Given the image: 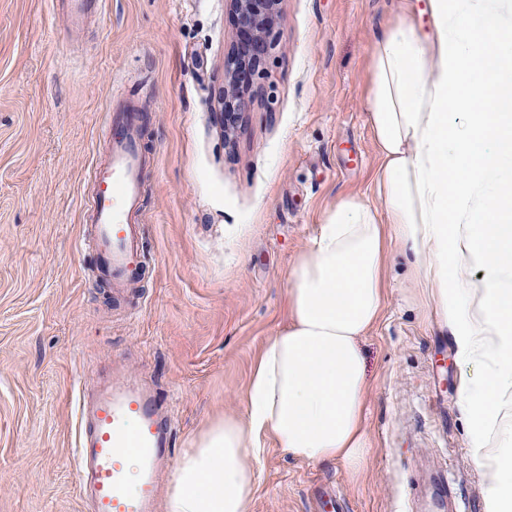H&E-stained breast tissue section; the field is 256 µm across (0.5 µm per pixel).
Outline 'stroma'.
Masks as SVG:
<instances>
[{"instance_id":"1","label":"stroma","mask_w":512,"mask_h":512,"mask_svg":"<svg viewBox=\"0 0 512 512\" xmlns=\"http://www.w3.org/2000/svg\"><path fill=\"white\" fill-rule=\"evenodd\" d=\"M427 0H281L279 42L236 142L219 95L234 40L227 0H95L71 27L49 0H0V512H87L74 484L73 386L130 370L169 402L175 453L224 415L287 321L288 271L340 198L375 201L367 121L376 33ZM143 115L146 261L111 295L84 219L108 109ZM404 268L364 342L373 453L351 479L268 448L247 512H311L312 483L347 512H426L447 468L481 503L455 364Z\"/></svg>"}]
</instances>
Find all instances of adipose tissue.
I'll use <instances>...</instances> for the list:
<instances>
[{"mask_svg":"<svg viewBox=\"0 0 512 512\" xmlns=\"http://www.w3.org/2000/svg\"><path fill=\"white\" fill-rule=\"evenodd\" d=\"M504 0H428L373 42L368 121L378 204L339 200L288 272V322L245 390L180 459L166 512H247L269 443L358 475L371 451L361 342L395 257L460 369L482 512H512V19Z\"/></svg>","mask_w":512,"mask_h":512,"instance_id":"obj_1","label":"adipose tissue"}]
</instances>
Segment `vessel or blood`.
<instances>
[{
    "mask_svg": "<svg viewBox=\"0 0 512 512\" xmlns=\"http://www.w3.org/2000/svg\"><path fill=\"white\" fill-rule=\"evenodd\" d=\"M107 155L91 173L88 216L99 249L98 276L123 295L144 263L141 194L149 164L132 108L117 105L105 131ZM75 489L88 512H156L174 454L165 398L130 383L80 384L74 398Z\"/></svg>",
    "mask_w": 512,
    "mask_h": 512,
    "instance_id": "b4317fda",
    "label": "vessel or blood"
}]
</instances>
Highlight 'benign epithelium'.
<instances>
[{"label": "benign epithelium", "mask_w": 512, "mask_h": 512, "mask_svg": "<svg viewBox=\"0 0 512 512\" xmlns=\"http://www.w3.org/2000/svg\"><path fill=\"white\" fill-rule=\"evenodd\" d=\"M234 15L236 41L224 58V135L231 139L242 114L249 111L254 79L265 73V64L276 46L280 0H229Z\"/></svg>", "instance_id": "benign-epithelium-1"}]
</instances>
